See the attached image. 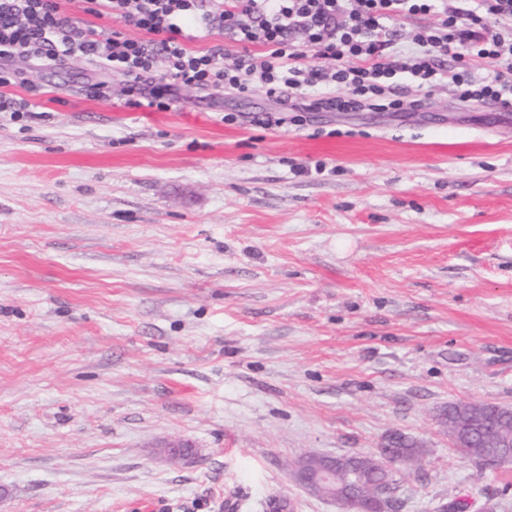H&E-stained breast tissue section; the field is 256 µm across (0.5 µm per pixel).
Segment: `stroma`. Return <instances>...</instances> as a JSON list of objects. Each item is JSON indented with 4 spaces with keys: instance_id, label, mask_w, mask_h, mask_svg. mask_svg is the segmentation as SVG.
I'll use <instances>...</instances> for the list:
<instances>
[{
    "instance_id": "35a3bbf8",
    "label": "stroma",
    "mask_w": 512,
    "mask_h": 512,
    "mask_svg": "<svg viewBox=\"0 0 512 512\" xmlns=\"http://www.w3.org/2000/svg\"><path fill=\"white\" fill-rule=\"evenodd\" d=\"M0 114V512H340L304 455L421 448L394 512H512L449 403L512 408V110L186 91L167 112L24 65ZM281 123H272V116ZM190 441L173 462L161 450ZM34 104L22 97L0 92V112H9L10 119L16 120L28 112H33ZM396 444L392 445V441H389L384 448H378L376 454L385 455L389 452L390 448H398L401 452V457L404 461V466L406 467H414L418 466V463L421 459V454L418 448H414L413 444L410 441L402 436L395 437Z\"/></svg>"
}]
</instances>
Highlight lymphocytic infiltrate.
Instances as JSON below:
<instances>
[{
  "label": "lymphocytic infiltrate",
  "mask_w": 512,
  "mask_h": 512,
  "mask_svg": "<svg viewBox=\"0 0 512 512\" xmlns=\"http://www.w3.org/2000/svg\"><path fill=\"white\" fill-rule=\"evenodd\" d=\"M63 0H0V112L19 119L32 103L7 94L18 63L48 66L79 59L104 76L87 85L108 101V75L121 77L128 106L170 110L183 89L263 91L292 112H405L417 109L395 93L405 74L422 90L448 83L460 101L512 107V0H86L90 24L79 25ZM432 14L403 54L392 21ZM115 21V29L100 19ZM220 35L236 51L187 47L183 27ZM143 31L135 39L126 28ZM469 54L485 71L444 68ZM320 65H313V58Z\"/></svg>",
  "instance_id": "1"
}]
</instances>
